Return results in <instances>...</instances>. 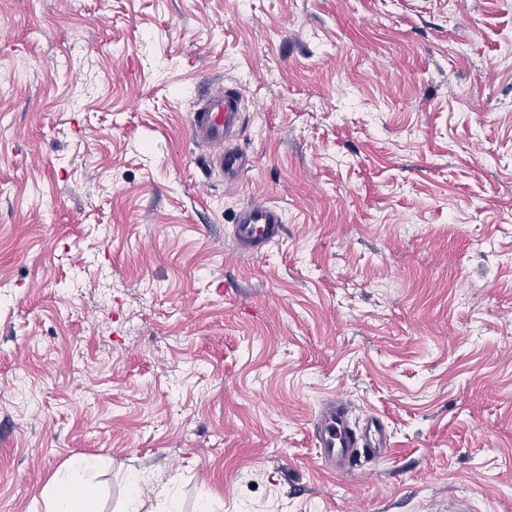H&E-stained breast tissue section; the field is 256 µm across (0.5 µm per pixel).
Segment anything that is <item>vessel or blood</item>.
Returning <instances> with one entry per match:
<instances>
[{"mask_svg": "<svg viewBox=\"0 0 512 512\" xmlns=\"http://www.w3.org/2000/svg\"><path fill=\"white\" fill-rule=\"evenodd\" d=\"M241 105L240 89L230 85L202 99L189 118L193 141L202 147L207 164L223 171L228 183L237 182L249 167L247 155L232 144L241 127ZM232 228L238 249L257 255L282 236L283 214L277 206L249 202L236 211ZM314 434L324 469L339 476L349 475L361 455H377L386 439L379 418H368L363 427H356L347 401L341 398L321 409Z\"/></svg>", "mask_w": 512, "mask_h": 512, "instance_id": "1", "label": "vessel or blood"}]
</instances>
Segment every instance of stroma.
I'll return each instance as SVG.
<instances>
[{
	"mask_svg": "<svg viewBox=\"0 0 512 512\" xmlns=\"http://www.w3.org/2000/svg\"><path fill=\"white\" fill-rule=\"evenodd\" d=\"M240 87L252 165L188 133ZM285 212L239 253L235 212ZM376 416L353 476L322 404ZM512 512V0H0V512ZM348 402L332 399L314 420V434L324 469L338 476H348L362 454L376 456L385 444L383 422L370 417L362 428L350 419ZM358 448H362L361 453ZM100 462L91 457H75L53 480L47 512H100L92 479ZM144 480H146V475L144 474L135 475L131 479L121 512H155L151 511V509L143 511L147 508V502L140 494L139 484Z\"/></svg>",
	"mask_w": 512,
	"mask_h": 512,
	"instance_id": "35a3bbf8",
	"label": "stroma"
}]
</instances>
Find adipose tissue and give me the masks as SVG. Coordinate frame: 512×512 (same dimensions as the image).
I'll use <instances>...</instances> for the list:
<instances>
[{
	"label": "adipose tissue",
	"mask_w": 512,
	"mask_h": 512,
	"mask_svg": "<svg viewBox=\"0 0 512 512\" xmlns=\"http://www.w3.org/2000/svg\"><path fill=\"white\" fill-rule=\"evenodd\" d=\"M100 467L97 459L76 457L53 480L47 512H100L92 480Z\"/></svg>",
	"instance_id": "adipose-tissue-1"
}]
</instances>
